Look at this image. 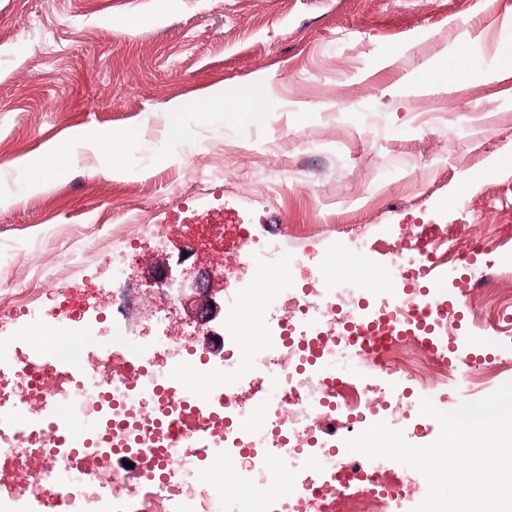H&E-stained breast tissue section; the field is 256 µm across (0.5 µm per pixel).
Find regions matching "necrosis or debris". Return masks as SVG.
<instances>
[{
    "mask_svg": "<svg viewBox=\"0 0 512 512\" xmlns=\"http://www.w3.org/2000/svg\"><path fill=\"white\" fill-rule=\"evenodd\" d=\"M393 251L387 287L319 275L309 288H257L275 315V345L249 357L245 338L212 363L204 337L168 326L144 341L120 321L96 337L79 369L31 371L44 346L0 340V512H225L224 486L294 481L276 512H395L424 488L391 460L349 454L346 438L367 422L407 426L400 388L425 394L455 375L481 386L512 371V358H473L453 317L415 316L411 289L441 257L465 264L483 252L461 224L411 230ZM345 360L360 367L336 371ZM82 414L87 448L59 446ZM223 459L209 480L197 475Z\"/></svg>",
    "mask_w": 512,
    "mask_h": 512,
    "instance_id": "4bbe7bcc",
    "label": "necrosis or debris"
}]
</instances>
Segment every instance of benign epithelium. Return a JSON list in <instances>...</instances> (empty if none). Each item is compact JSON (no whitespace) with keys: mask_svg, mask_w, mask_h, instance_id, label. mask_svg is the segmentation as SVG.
Listing matches in <instances>:
<instances>
[{"mask_svg":"<svg viewBox=\"0 0 512 512\" xmlns=\"http://www.w3.org/2000/svg\"><path fill=\"white\" fill-rule=\"evenodd\" d=\"M144 284L159 283L172 291L173 311L182 316V322L197 328L214 321L221 312V291L216 276L207 268L194 263L178 271L170 266L168 258L155 261V274L143 272Z\"/></svg>","mask_w":512,"mask_h":512,"instance_id":"1","label":"benign epithelium"}]
</instances>
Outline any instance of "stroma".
<instances>
[{
    "label": "stroma",
    "mask_w": 512,
    "mask_h": 512,
    "mask_svg": "<svg viewBox=\"0 0 512 512\" xmlns=\"http://www.w3.org/2000/svg\"><path fill=\"white\" fill-rule=\"evenodd\" d=\"M445 52L467 60L458 86L426 90ZM258 80L251 121L236 101ZM216 86L223 107L199 108ZM83 130L119 136L111 166L72 141ZM59 146L68 165L35 187L27 160ZM180 210L277 232L270 289L324 262L385 282L390 259L348 244L391 224L491 240L512 218V0H0V336L48 341L61 290L109 292L132 247L171 251ZM224 311L267 345L264 308L228 292Z\"/></svg>",
    "instance_id": "35a3bbf8"
}]
</instances>
